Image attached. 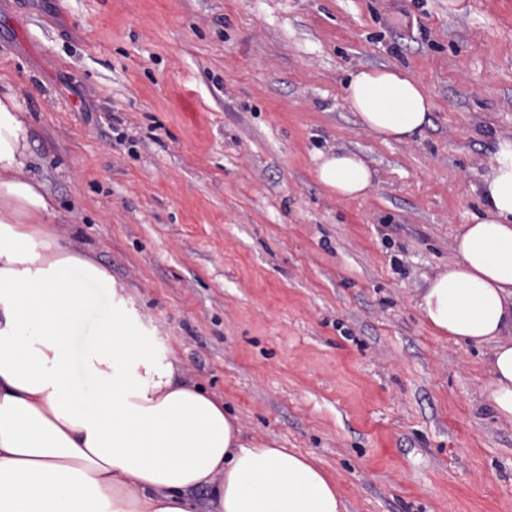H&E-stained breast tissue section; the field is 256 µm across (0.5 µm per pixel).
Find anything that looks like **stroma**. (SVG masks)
<instances>
[{
    "mask_svg": "<svg viewBox=\"0 0 512 512\" xmlns=\"http://www.w3.org/2000/svg\"><path fill=\"white\" fill-rule=\"evenodd\" d=\"M365 68L422 82L415 140L358 123ZM0 75L57 233L244 436L315 458L347 512H512L490 347L417 308L512 139V0H0ZM332 149L365 196L317 181ZM315 169L317 181L342 198L355 199L366 194L373 183L374 172L355 152L321 153Z\"/></svg>",
    "mask_w": 512,
    "mask_h": 512,
    "instance_id": "1",
    "label": "stroma"
}]
</instances>
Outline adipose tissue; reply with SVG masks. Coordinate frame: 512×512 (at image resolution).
<instances>
[{"mask_svg":"<svg viewBox=\"0 0 512 512\" xmlns=\"http://www.w3.org/2000/svg\"><path fill=\"white\" fill-rule=\"evenodd\" d=\"M359 124L407 142L430 97L398 69L352 74ZM27 113L0 93V512H347L334 481L304 454L246 438L236 416L145 337L124 287L62 241L60 212L33 172ZM317 181L366 194L357 153L320 154ZM481 214L418 302L439 335L491 344L485 396L512 419V140L481 177ZM206 490L204 501L194 493Z\"/></svg>","mask_w":512,"mask_h":512,"instance_id":"adipose-tissue-1","label":"adipose tissue"}]
</instances>
